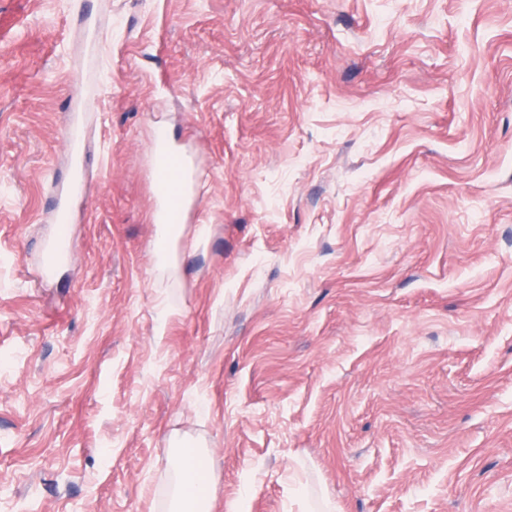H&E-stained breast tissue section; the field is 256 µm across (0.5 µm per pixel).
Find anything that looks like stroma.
I'll return each mask as SVG.
<instances>
[{
    "label": "stroma",
    "instance_id": "stroma-1",
    "mask_svg": "<svg viewBox=\"0 0 512 512\" xmlns=\"http://www.w3.org/2000/svg\"><path fill=\"white\" fill-rule=\"evenodd\" d=\"M1 357L0 512H512V0H0ZM82 191V184L79 177L72 174L68 184L53 198L51 202L52 211L55 213V221L57 224H67V208L69 200ZM68 233L65 231H59L56 235V248L55 250H51L49 255L42 262L39 267L38 279L39 280H49L52 279L57 270V266L63 257L60 251L66 250V245L68 242ZM203 457L193 451L182 454L177 470V480L171 494L172 512H210L212 495L206 476L200 474Z\"/></svg>",
    "mask_w": 512,
    "mask_h": 512
}]
</instances>
